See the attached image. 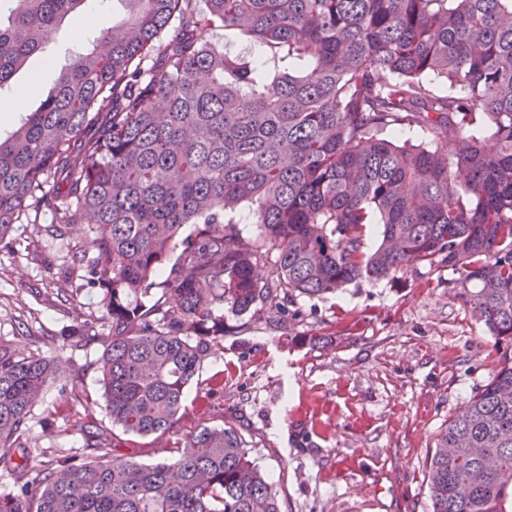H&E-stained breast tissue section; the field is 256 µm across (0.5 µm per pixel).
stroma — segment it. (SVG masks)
<instances>
[{
	"mask_svg": "<svg viewBox=\"0 0 512 512\" xmlns=\"http://www.w3.org/2000/svg\"><path fill=\"white\" fill-rule=\"evenodd\" d=\"M124 16L120 0H90L61 23L44 53L0 90L25 93L0 115V136L52 90L62 67ZM81 39H74L77 28ZM30 213L0 244V340L23 355L60 362L33 407L30 462L82 451L92 426L111 431L98 384L102 347L63 345L85 324L108 333L98 289L69 272L67 256L86 228L50 232ZM443 261L397 280L353 283L327 298L295 297L285 325L225 312L230 331L186 388L185 411L168 442L124 437L118 453L143 463L167 456L202 425L240 431L276 483L282 512H432L427 460L439 433L494 376L500 348L457 298Z\"/></svg>",
	"mask_w": 512,
	"mask_h": 512,
	"instance_id": "stroma-1",
	"label": "stroma"
}]
</instances>
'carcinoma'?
Wrapping results in <instances>:
<instances>
[{
  "label": "carcinoma",
  "mask_w": 512,
  "mask_h": 512,
  "mask_svg": "<svg viewBox=\"0 0 512 512\" xmlns=\"http://www.w3.org/2000/svg\"><path fill=\"white\" fill-rule=\"evenodd\" d=\"M12 2L0 89L87 0ZM122 2L124 22L0 138V243L29 208L95 232L71 260L100 289L109 332L86 325L64 342L101 343L112 427L170 433L185 388L224 342V307L280 323L297 296L395 279L441 256L507 349L435 443L432 512H512V0ZM214 27L263 55L211 41ZM284 56L295 70H276ZM431 75L447 89L433 91ZM405 128L424 141L392 137ZM246 203L254 241L226 220ZM375 222L382 240L368 253ZM56 374L55 359L0 342V465L18 474L0 512H282L230 427L203 426L152 464L93 431L86 452L31 466L26 420Z\"/></svg>",
  "instance_id": "cac0c4a2"
}]
</instances>
